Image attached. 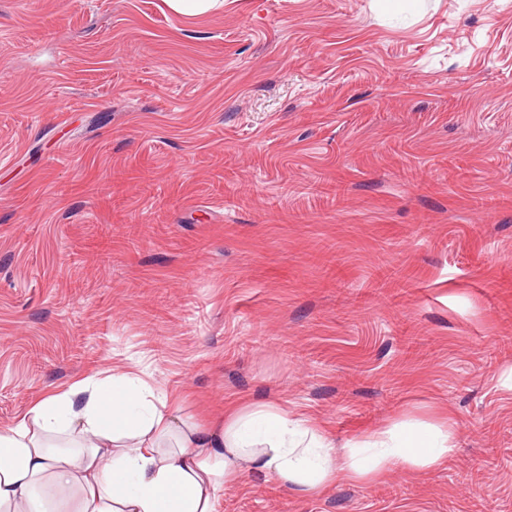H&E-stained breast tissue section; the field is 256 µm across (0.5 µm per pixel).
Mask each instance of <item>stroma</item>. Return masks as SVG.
<instances>
[{"mask_svg": "<svg viewBox=\"0 0 512 512\" xmlns=\"http://www.w3.org/2000/svg\"><path fill=\"white\" fill-rule=\"evenodd\" d=\"M116 368L203 423L455 425L218 512H512V0H0V428ZM221 0H166L171 12L184 22H191L220 5Z\"/></svg>", "mask_w": 512, "mask_h": 512, "instance_id": "1", "label": "stroma"}]
</instances>
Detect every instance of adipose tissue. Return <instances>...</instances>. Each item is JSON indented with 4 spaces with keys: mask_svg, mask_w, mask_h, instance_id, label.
I'll list each match as a JSON object with an SVG mask.
<instances>
[{
    "mask_svg": "<svg viewBox=\"0 0 512 512\" xmlns=\"http://www.w3.org/2000/svg\"><path fill=\"white\" fill-rule=\"evenodd\" d=\"M454 452L448 418L341 447L277 402L237 403L205 426L159 386L116 369L44 394L0 428V512H216L248 472L319 496L344 476L373 485L397 468L424 475Z\"/></svg>",
    "mask_w": 512,
    "mask_h": 512,
    "instance_id": "obj_1",
    "label": "adipose tissue"
}]
</instances>
